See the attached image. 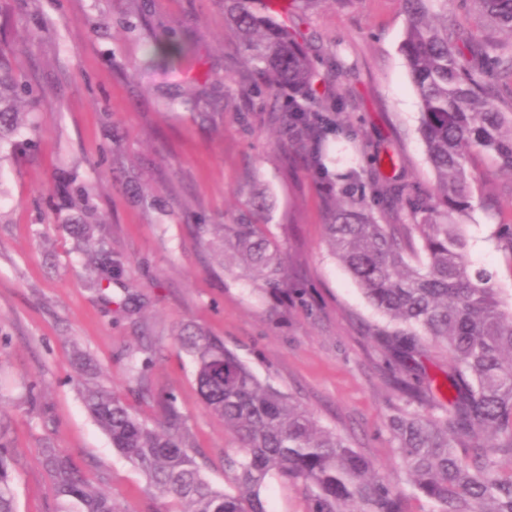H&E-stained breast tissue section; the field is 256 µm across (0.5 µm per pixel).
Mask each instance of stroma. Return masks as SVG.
Returning <instances> with one entry per match:
<instances>
[{
	"label": "stroma",
	"instance_id": "stroma-1",
	"mask_svg": "<svg viewBox=\"0 0 512 512\" xmlns=\"http://www.w3.org/2000/svg\"><path fill=\"white\" fill-rule=\"evenodd\" d=\"M406 22L402 0H321L299 20L339 119L338 170H369V156L386 151L397 179L428 187L434 174L399 51ZM167 28L181 30L192 51L173 67H145L149 31ZM0 49L34 86L42 128L37 149L0 153V444L11 450L18 512L54 510L39 463L47 446L104 475L120 512H150L143 478L89 416L74 380L87 358L126 392L129 355L150 349L146 384L176 395L193 445L210 459L209 480L223 485L233 440L205 410L192 361L175 345L187 324L223 339L381 466L406 489L407 512H432L407 490L388 427L409 407L376 339L394 326L326 243V204L347 183L282 150L291 133L274 121L270 97L244 102L243 51L224 26V0H0ZM193 83L196 105L174 103ZM471 167L479 178L463 219L468 255L510 295L512 269L488 236L512 220V175L485 156ZM65 183L89 191L100 235L131 261L107 298L86 287V257L60 226L74 212ZM258 195L298 294L220 267L195 241L192 225L239 223ZM30 390L45 415L29 414Z\"/></svg>",
	"mask_w": 512,
	"mask_h": 512
}]
</instances>
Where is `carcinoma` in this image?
I'll return each mask as SVG.
<instances>
[{"label": "carcinoma", "mask_w": 512, "mask_h": 512, "mask_svg": "<svg viewBox=\"0 0 512 512\" xmlns=\"http://www.w3.org/2000/svg\"><path fill=\"white\" fill-rule=\"evenodd\" d=\"M473 14L512 34V0H470ZM407 25L400 51L419 101L421 140L434 183L394 177L366 180L330 204L328 247L368 301L398 326L387 364L418 408L390 420L406 481L433 502L434 512H512V306L496 287V273L468 260L459 219L472 209L469 160L476 154L512 174V45L475 41L456 23L448 0H403ZM276 0H224V24L243 49L249 90L288 89L305 104L278 110L292 132L281 146L303 153L323 169L321 143L336 127L332 104L317 89L318 75L306 38L288 26ZM192 44L174 29L151 35L150 65H173ZM34 88L15 77L0 54V150H25L41 129L21 104ZM78 213L62 228L87 255L86 286L110 285L128 265L97 234L100 221L85 188L72 190ZM256 198L240 224H194L220 263L241 267L267 288H288V268L267 237ZM489 239L508 255L512 273V224H497ZM177 347L195 365L197 391L206 410L224 422L235 446L224 451V487L207 479V461L190 442L174 396L139 384V400L155 408L149 418L123 395L95 383L82 391L88 414L143 477L151 494L168 501L163 512H268L264 492L276 476L306 489V512H407L404 493L380 468L336 432L322 427L293 399L256 373L217 336L187 325ZM448 352V369L434 393L414 396L420 384L416 357L427 343ZM8 449L0 445V512H18ZM55 512H120L99 488L104 477L77 465L57 448L40 449Z\"/></svg>", "instance_id": "carcinoma-1"}]
</instances>
